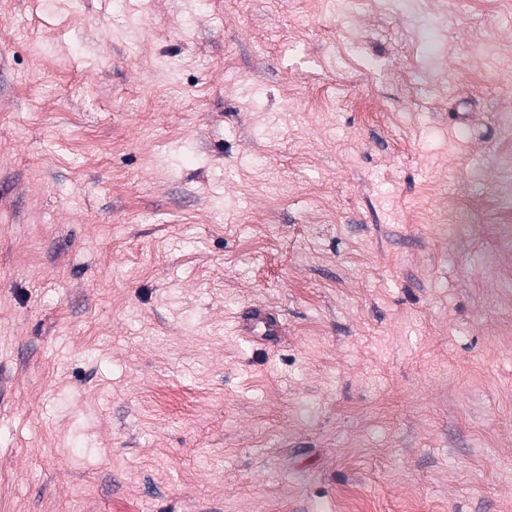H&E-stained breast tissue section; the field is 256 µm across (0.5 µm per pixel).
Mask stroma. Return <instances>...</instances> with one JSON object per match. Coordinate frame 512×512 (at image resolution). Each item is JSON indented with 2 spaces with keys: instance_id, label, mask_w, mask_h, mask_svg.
<instances>
[{
  "instance_id": "1",
  "label": "stroma",
  "mask_w": 512,
  "mask_h": 512,
  "mask_svg": "<svg viewBox=\"0 0 512 512\" xmlns=\"http://www.w3.org/2000/svg\"><path fill=\"white\" fill-rule=\"evenodd\" d=\"M510 113L512 0H0V512H512ZM237 333L248 341L271 343L282 334L279 316L264 307L252 308L237 324Z\"/></svg>"
}]
</instances>
